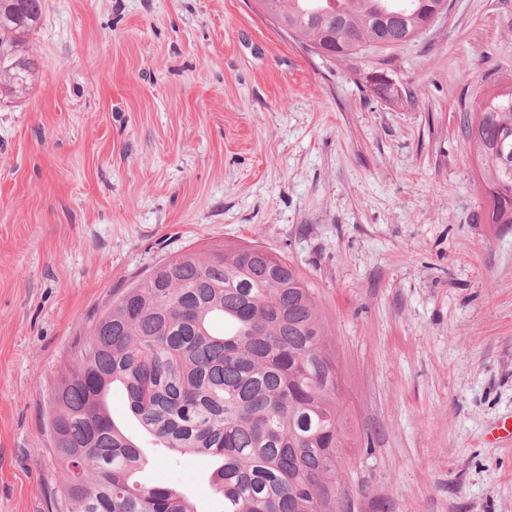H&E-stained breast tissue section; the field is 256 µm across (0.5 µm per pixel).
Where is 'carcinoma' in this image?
<instances>
[{"mask_svg":"<svg viewBox=\"0 0 512 512\" xmlns=\"http://www.w3.org/2000/svg\"><path fill=\"white\" fill-rule=\"evenodd\" d=\"M255 0L325 60L383 53L418 39L447 0ZM44 0H0V96L28 89L26 35ZM371 68L367 86L393 82ZM464 113L466 150L490 224H512V75L488 74ZM124 388L130 410L162 452L217 463L210 480L224 512H351L336 491L353 437L340 405L336 355L318 299L300 271L261 246L187 249L130 282L92 316L51 392L60 512H195L164 484H142L137 442L101 395Z\"/></svg>","mask_w":512,"mask_h":512,"instance_id":"obj_1","label":"carcinoma"}]
</instances>
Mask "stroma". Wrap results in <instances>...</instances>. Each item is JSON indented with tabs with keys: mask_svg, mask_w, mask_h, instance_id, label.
<instances>
[{
	"mask_svg": "<svg viewBox=\"0 0 512 512\" xmlns=\"http://www.w3.org/2000/svg\"><path fill=\"white\" fill-rule=\"evenodd\" d=\"M39 64L0 99V512H57L43 414L85 321L166 255L258 244L315 289L357 512H512V224L481 221L462 115L512 74V0H450L359 85L249 0H44ZM140 479L224 512L113 388Z\"/></svg>",
	"mask_w": 512,
	"mask_h": 512,
	"instance_id": "1",
	"label": "stroma"
}]
</instances>
